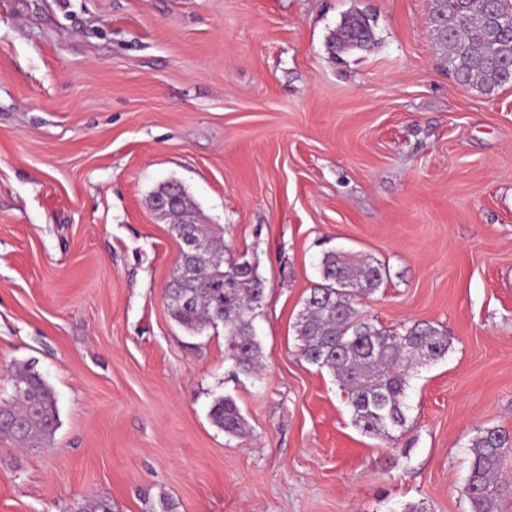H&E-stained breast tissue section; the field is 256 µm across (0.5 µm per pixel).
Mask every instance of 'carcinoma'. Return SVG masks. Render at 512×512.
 <instances>
[{
  "mask_svg": "<svg viewBox=\"0 0 512 512\" xmlns=\"http://www.w3.org/2000/svg\"><path fill=\"white\" fill-rule=\"evenodd\" d=\"M487 0H433L431 21L446 49L449 71L462 86L487 94L512 82V30L489 23ZM359 40L357 48L373 39L364 14L344 18L329 38L336 52L340 39ZM177 202L161 213L172 218L178 239L202 237L207 249L187 261L192 275L173 274L165 290L167 308L174 321L191 334L224 328V358L237 372L252 376L259 370L263 353L255 320L264 298V283L255 261L216 263L224 255V236L196 222L198 209L182 186L162 185L152 196L157 205L169 196ZM321 282L310 289L294 324L300 356L328 370L347 395L352 420L363 433L394 439L408 421L407 390L411 370L448 354V333L430 322L418 321L400 330L371 322L360 308L361 300L374 294L384 282V270L343 251L323 253L319 263ZM14 405L5 410L0 434L9 435L28 448L43 446L58 423L52 389L39 374L17 367L12 375ZM210 417L231 437L248 433L247 422L236 402L222 397L213 403ZM471 464L465 494L469 512H495L503 491L501 466L512 455V433L485 428L470 445ZM75 512H112L107 498H88Z\"/></svg>",
  "mask_w": 512,
  "mask_h": 512,
  "instance_id": "1",
  "label": "carcinoma"
}]
</instances>
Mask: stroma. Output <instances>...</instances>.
<instances>
[{"label": "stroma", "instance_id": "obj_1", "mask_svg": "<svg viewBox=\"0 0 512 512\" xmlns=\"http://www.w3.org/2000/svg\"><path fill=\"white\" fill-rule=\"evenodd\" d=\"M432 0H0V404L52 388L44 448L0 436V512H468L469 444L512 433V87L459 86ZM368 49L333 57L346 15ZM179 181L257 260L265 367L188 335L179 249L149 204ZM385 266L363 302L429 321L394 443L362 434L293 324L324 250ZM234 399L249 434L210 417ZM351 37L359 40L356 49L367 47L373 39V31L369 19L364 14L350 15L344 18L339 27L329 38V49L336 55V45L341 38ZM352 48V49H355Z\"/></svg>", "mask_w": 512, "mask_h": 512}]
</instances>
